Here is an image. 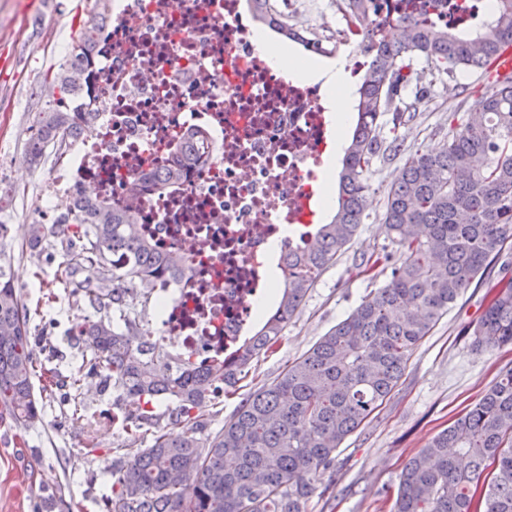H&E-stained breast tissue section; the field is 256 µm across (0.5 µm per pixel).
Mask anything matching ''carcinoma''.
Instances as JSON below:
<instances>
[{"label": "carcinoma", "mask_w": 512, "mask_h": 512, "mask_svg": "<svg viewBox=\"0 0 512 512\" xmlns=\"http://www.w3.org/2000/svg\"><path fill=\"white\" fill-rule=\"evenodd\" d=\"M257 22L288 32V0H252ZM403 39L384 46L357 91V122L339 172L337 210L316 225V244L288 253V279L277 308L236 357L203 370L142 340L131 319L129 285L147 289L183 255L159 256L140 238L131 212L86 200L61 215L52 233L77 234L69 276L99 314L79 330L103 389L133 399L136 429L156 421L153 402L173 404L168 423L137 457L112 465L108 512H308L321 475L341 445L393 393L423 339L463 291L483 277L512 240V73L495 60L512 47V0L473 35L433 27L420 16L395 21ZM431 75L477 71L485 84L468 98L448 89L456 125L435 150L404 161L386 192L387 235L403 254L385 283L369 292L269 385L244 399L218 431L202 435L196 409L246 378L275 349L288 321L320 275L336 262L362 223L367 174L384 154L380 117L402 112V93L417 82L413 58ZM49 91L65 96L75 76L61 67ZM29 154L62 157L76 117L37 112ZM488 304L466 332L480 349L512 345V262L488 285ZM119 314L125 330L114 327ZM29 313L0 266V411L16 423L40 421L54 376L35 387ZM393 512H512V367L464 415L434 436L402 470Z\"/></svg>", "instance_id": "1"}]
</instances>
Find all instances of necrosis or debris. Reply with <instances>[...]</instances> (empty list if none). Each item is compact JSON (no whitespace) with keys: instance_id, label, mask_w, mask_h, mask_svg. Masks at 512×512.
Segmentation results:
<instances>
[{"instance_id":"obj_1","label":"necrosis or debris","mask_w":512,"mask_h":512,"mask_svg":"<svg viewBox=\"0 0 512 512\" xmlns=\"http://www.w3.org/2000/svg\"><path fill=\"white\" fill-rule=\"evenodd\" d=\"M501 0H372L353 41L352 81H362L396 19L416 10L434 26L457 16L478 28ZM249 0H113L81 46L51 49L79 72L59 110L82 134L44 174L37 212L92 193L131 210L156 254L191 269L164 274L156 342L199 366L232 356L254 336L255 302L269 267L288 271L287 227L309 221L317 171L332 137L321 83L275 65L256 46Z\"/></svg>"}]
</instances>
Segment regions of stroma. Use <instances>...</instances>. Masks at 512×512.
<instances>
[{"label": "stroma", "mask_w": 512, "mask_h": 512, "mask_svg": "<svg viewBox=\"0 0 512 512\" xmlns=\"http://www.w3.org/2000/svg\"><path fill=\"white\" fill-rule=\"evenodd\" d=\"M88 0H53L49 9L30 10L28 0H0V144L6 156L24 159L35 112L45 106L40 95L48 75L61 61L45 53L48 41L65 35L78 42ZM448 92L436 84L427 111L394 126L384 117L382 135L398 139L400 150L378 159L367 178L368 207L354 240L337 256L307 293L283 330L273 353L261 357L225 396L223 414L211 402L198 413L208 431H218L241 401L271 383L288 362L309 350L331 327L355 309L373 288L384 284L381 268L364 271L362 260L381 254L400 258L385 233L384 196L405 159L415 150L438 148L448 136ZM53 151L29 165L12 185L10 208L0 212V265L9 267L13 283L27 305L31 347L37 362L69 376L81 370L85 381L100 382L98 372L83 364L84 346L76 326L95 313L81 293L65 286V260L78 249V238L46 235L33 249L22 250L15 225L36 220L40 175L55 167ZM491 263L484 281H473L447 315L438 321L411 357L391 398L343 443L334 470L323 474L308 512H392L404 464L469 404L479 399L504 367L512 366V346L488 352L475 349L465 329L484 311L487 280L498 275ZM89 409L119 413L121 421L99 431L70 420L66 386H56L40 422L26 427L0 418V512H106L112 492L108 463L116 456L132 459L148 447L150 433L128 435L122 424L130 403L97 390L87 397Z\"/></svg>", "instance_id": "1"}]
</instances>
